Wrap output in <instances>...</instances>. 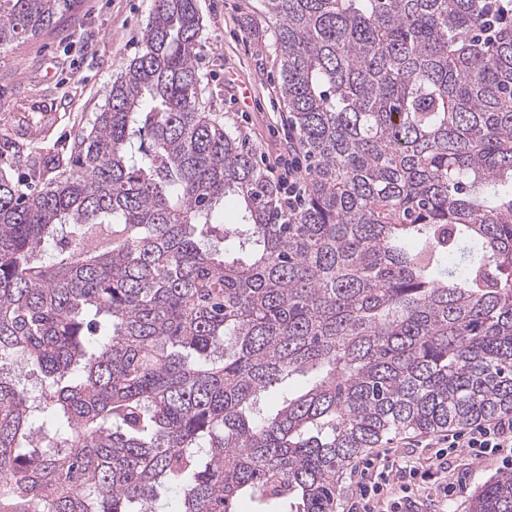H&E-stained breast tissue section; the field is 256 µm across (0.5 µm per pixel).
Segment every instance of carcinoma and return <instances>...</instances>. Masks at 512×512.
Instances as JSON below:
<instances>
[{
	"label": "carcinoma",
	"mask_w": 512,
	"mask_h": 512,
	"mask_svg": "<svg viewBox=\"0 0 512 512\" xmlns=\"http://www.w3.org/2000/svg\"><path fill=\"white\" fill-rule=\"evenodd\" d=\"M75 2L0 0V46ZM262 2L299 209L205 111L197 0H155L70 165L0 148V512H336L389 435L512 414V24ZM469 512H512V472Z\"/></svg>",
	"instance_id": "carcinoma-1"
}]
</instances>
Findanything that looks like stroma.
Masks as SVG:
<instances>
[{
	"label": "stroma",
	"instance_id": "35a3bbf8",
	"mask_svg": "<svg viewBox=\"0 0 512 512\" xmlns=\"http://www.w3.org/2000/svg\"><path fill=\"white\" fill-rule=\"evenodd\" d=\"M203 16L204 101L237 128L266 167L288 153L280 63L259 0H198ZM152 0H77L72 15L39 35L0 48V140L24 152L69 150L89 128L117 74L140 49ZM504 470L501 459L449 454L445 471L416 492V512H469L473 494Z\"/></svg>",
	"mask_w": 512,
	"mask_h": 512
}]
</instances>
